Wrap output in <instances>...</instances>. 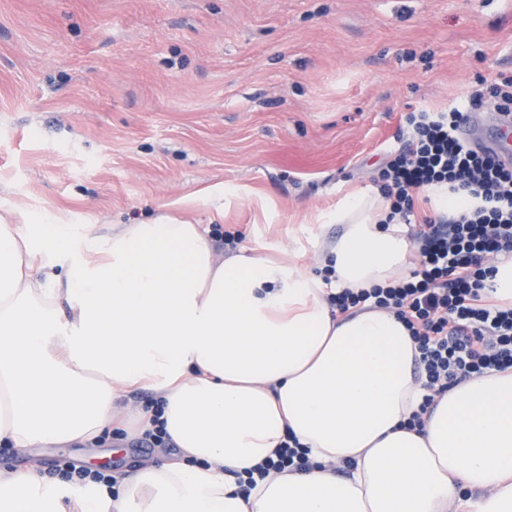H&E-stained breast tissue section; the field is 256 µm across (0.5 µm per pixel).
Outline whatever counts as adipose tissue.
<instances>
[{
  "label": "adipose tissue",
  "instance_id": "obj_1",
  "mask_svg": "<svg viewBox=\"0 0 512 512\" xmlns=\"http://www.w3.org/2000/svg\"><path fill=\"white\" fill-rule=\"evenodd\" d=\"M376 190L322 275L241 247L216 259L199 225L161 218L104 234L0 217V444L95 443L136 389L162 402L177 455L118 490L28 468L0 475V512H512V370L437 397L396 316L340 314L330 292L406 277L413 252ZM296 436L313 463L241 495L238 477Z\"/></svg>",
  "mask_w": 512,
  "mask_h": 512
}]
</instances>
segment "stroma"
<instances>
[{
  "label": "stroma",
  "mask_w": 512,
  "mask_h": 512,
  "mask_svg": "<svg viewBox=\"0 0 512 512\" xmlns=\"http://www.w3.org/2000/svg\"><path fill=\"white\" fill-rule=\"evenodd\" d=\"M512 76V0H0V214L77 229L171 216L311 271L405 113ZM119 436L20 454L131 475Z\"/></svg>",
  "instance_id": "1"
}]
</instances>
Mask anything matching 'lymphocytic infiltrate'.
<instances>
[{
    "instance_id": "f902f5d3",
    "label": "lymphocytic infiltrate",
    "mask_w": 512,
    "mask_h": 512,
    "mask_svg": "<svg viewBox=\"0 0 512 512\" xmlns=\"http://www.w3.org/2000/svg\"><path fill=\"white\" fill-rule=\"evenodd\" d=\"M488 94L498 99L502 116L512 115V77L502 78L489 91L473 90L466 106L408 113L405 122L412 138L378 174L382 194L402 220L414 214V192L431 185L472 197L474 206L412 224L417 258L409 279L357 292L345 289L329 298L340 313L370 306L393 312L408 327L419 351L425 389L408 420L412 427L422 426L435 397L456 384L512 369V307L483 298L488 256L512 255V163L473 148L457 134L466 112L479 111ZM311 466L307 450L289 437L276 458L254 467L239 488L247 494L257 479Z\"/></svg>"
}]
</instances>
